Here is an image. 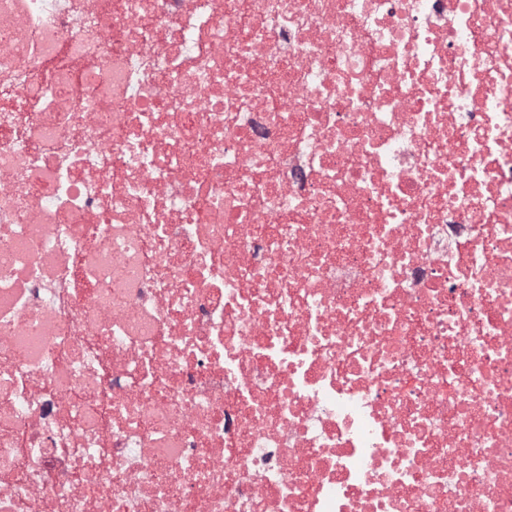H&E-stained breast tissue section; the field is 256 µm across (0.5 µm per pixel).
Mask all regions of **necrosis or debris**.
Returning a JSON list of instances; mask_svg holds the SVG:
<instances>
[{
    "label": "necrosis or debris",
    "instance_id": "4bbe7bcc",
    "mask_svg": "<svg viewBox=\"0 0 512 512\" xmlns=\"http://www.w3.org/2000/svg\"><path fill=\"white\" fill-rule=\"evenodd\" d=\"M0 512H512V0H0Z\"/></svg>",
    "mask_w": 512,
    "mask_h": 512
}]
</instances>
